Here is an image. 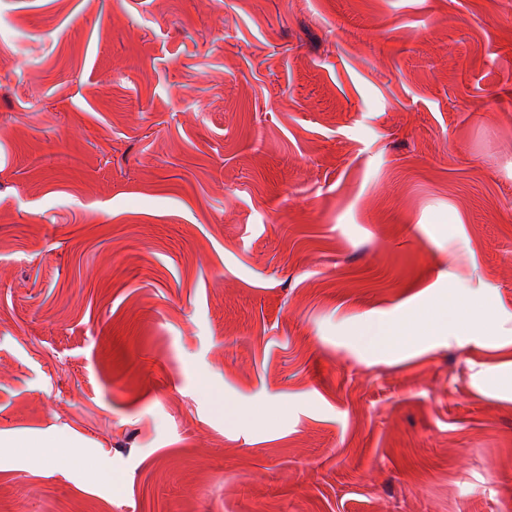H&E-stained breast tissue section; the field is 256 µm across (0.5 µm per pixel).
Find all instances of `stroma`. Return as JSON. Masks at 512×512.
<instances>
[{"mask_svg":"<svg viewBox=\"0 0 512 512\" xmlns=\"http://www.w3.org/2000/svg\"><path fill=\"white\" fill-rule=\"evenodd\" d=\"M499 373L512 0H0V512H512ZM448 288L458 289L448 296H439L426 309L385 320H367L354 333V340L366 349L399 355L419 345L435 342L447 335L468 336L476 327V310L470 300L489 307L490 297L482 288L468 289L448 272ZM462 294V295H461ZM462 298V299H461Z\"/></svg>","mask_w":512,"mask_h":512,"instance_id":"stroma-1","label":"stroma"}]
</instances>
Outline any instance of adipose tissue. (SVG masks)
Returning a JSON list of instances; mask_svg holds the SVG:
<instances>
[{
  "mask_svg": "<svg viewBox=\"0 0 512 512\" xmlns=\"http://www.w3.org/2000/svg\"><path fill=\"white\" fill-rule=\"evenodd\" d=\"M452 293L439 296L430 306L385 320H368L354 333L355 341L366 349L399 355L419 345L435 342L450 334L465 336L476 327L473 301L490 305L483 289H469L449 280Z\"/></svg>",
  "mask_w": 512,
  "mask_h": 512,
  "instance_id": "adipose-tissue-1",
  "label": "adipose tissue"
}]
</instances>
